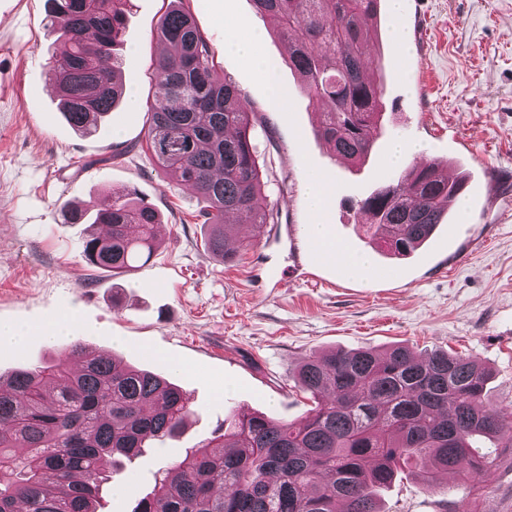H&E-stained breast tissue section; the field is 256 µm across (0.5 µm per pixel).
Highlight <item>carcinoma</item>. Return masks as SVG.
I'll use <instances>...</instances> for the list:
<instances>
[{"label": "carcinoma", "instance_id": "carcinoma-1", "mask_svg": "<svg viewBox=\"0 0 512 512\" xmlns=\"http://www.w3.org/2000/svg\"><path fill=\"white\" fill-rule=\"evenodd\" d=\"M129 0H47L66 48L51 71L59 111L91 134L123 98L117 51ZM379 0H253L290 47L289 62L310 98L329 103L317 134L337 159L361 161L382 132L384 88L367 74ZM157 38L156 84L146 145L156 164L205 201V244L226 262L236 253L226 217L236 213L252 241L277 214L261 191V167L239 88L214 78L215 53L183 0H170ZM442 163L416 162L352 202L393 256L420 248L445 223L465 180L448 182ZM66 224H105L83 255L113 277L128 275L156 247V209L126 191L90 214L60 208ZM489 370L456 353L422 358L395 344L331 350L305 360L296 381L316 399L301 420L281 423L237 412L229 430L167 468L133 512H379L378 491L403 463L423 484L434 470L468 480L496 458L475 440L506 438L512 419L486 401ZM190 398L159 374L124 365L76 339L50 363L0 379V512H98L105 458H131L149 440L178 438Z\"/></svg>", "mask_w": 512, "mask_h": 512}]
</instances>
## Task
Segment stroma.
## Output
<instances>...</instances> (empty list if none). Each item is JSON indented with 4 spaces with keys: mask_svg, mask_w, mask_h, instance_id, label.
Listing matches in <instances>:
<instances>
[{
    "mask_svg": "<svg viewBox=\"0 0 512 512\" xmlns=\"http://www.w3.org/2000/svg\"><path fill=\"white\" fill-rule=\"evenodd\" d=\"M188 5L215 51L218 78L232 80L249 105L263 190L278 214L228 264L204 245L198 195L141 149L165 0H131L119 50L127 98L90 136L76 134L57 110L49 65L64 41L49 30L46 0H0V321L36 330L69 318L71 336L162 374L192 402L179 439L150 441L103 483L101 512H132L167 467L222 434L235 411L300 420L313 401L296 388L295 372L333 349L401 343L418 356L462 354L491 370L488 402L512 411V0H405L397 15L381 0L368 73L385 86L383 132L354 164L337 161L317 136L324 106L309 99L288 65L287 43L252 0ZM398 28L408 39L403 52L394 43ZM249 31L278 70L287 92L281 104L230 46ZM397 139L469 173L449 223L399 260L372 251L350 206L377 187ZM128 144L132 152L113 158ZM316 173L328 191L318 218L350 251L371 253L372 274L353 278L316 259L307 233L317 217L306 196ZM127 189L163 222L151 258L116 280L85 261L91 229L63 223L60 206L74 200L92 209ZM265 254L271 269L292 270L288 283L255 276ZM57 355L56 344L34 333L22 348L0 350V374ZM494 454L497 468L464 484L443 474L429 489L398 474L379 494L382 512H512V447Z\"/></svg>",
    "mask_w": 512,
    "mask_h": 512,
    "instance_id": "obj_1",
    "label": "stroma"
}]
</instances>
